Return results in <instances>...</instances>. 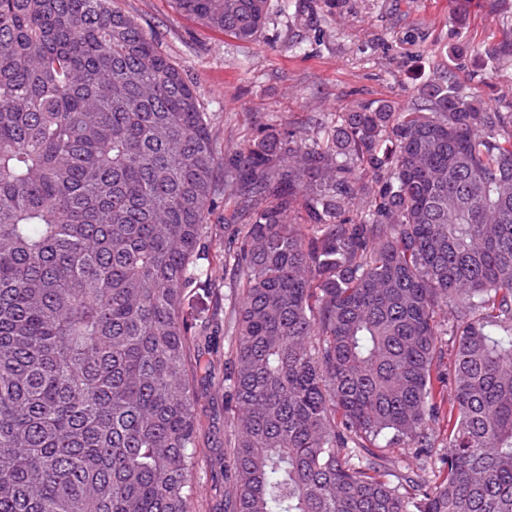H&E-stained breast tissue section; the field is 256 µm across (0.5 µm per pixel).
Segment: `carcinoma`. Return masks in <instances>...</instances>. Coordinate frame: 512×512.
I'll use <instances>...</instances> for the list:
<instances>
[{
	"instance_id": "obj_1",
	"label": "carcinoma",
	"mask_w": 512,
	"mask_h": 512,
	"mask_svg": "<svg viewBox=\"0 0 512 512\" xmlns=\"http://www.w3.org/2000/svg\"><path fill=\"white\" fill-rule=\"evenodd\" d=\"M174 3L243 41L269 13ZM420 99L238 155L224 512H512V108L452 78ZM217 166L115 0H0V512H190L220 359L182 306L218 287ZM386 435L424 461L397 483Z\"/></svg>"
}]
</instances>
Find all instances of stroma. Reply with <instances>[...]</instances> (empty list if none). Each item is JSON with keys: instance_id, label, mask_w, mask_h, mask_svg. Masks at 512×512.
Segmentation results:
<instances>
[{"instance_id": "1", "label": "stroma", "mask_w": 512, "mask_h": 512, "mask_svg": "<svg viewBox=\"0 0 512 512\" xmlns=\"http://www.w3.org/2000/svg\"><path fill=\"white\" fill-rule=\"evenodd\" d=\"M179 64L209 116L218 147L220 190L206 221L225 225L210 250L222 260L234 244L226 223L235 186V159L258 129L281 124L311 137L315 119L358 102L389 101L408 109L419 89L450 74L486 104L512 101V61L488 47L512 32V0H306L303 10L271 5L260 36L242 41L180 14L173 0H117ZM213 292L197 291L185 313L208 319L217 352L235 340L236 276L226 272ZM223 368L199 391L198 494L191 512H224V438L233 431L225 407Z\"/></svg>"}]
</instances>
